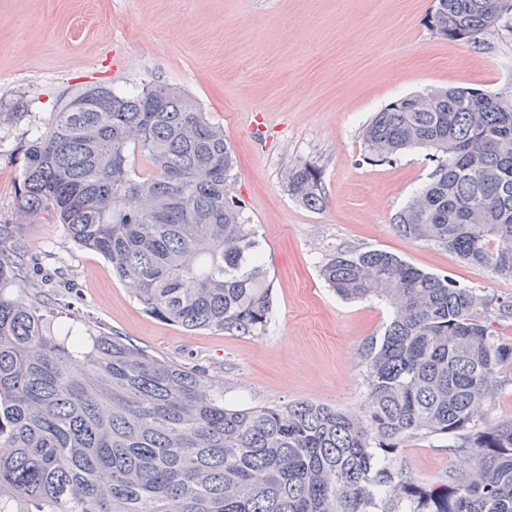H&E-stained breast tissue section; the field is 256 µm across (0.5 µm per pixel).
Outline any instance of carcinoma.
Masks as SVG:
<instances>
[{
    "mask_svg": "<svg viewBox=\"0 0 512 512\" xmlns=\"http://www.w3.org/2000/svg\"><path fill=\"white\" fill-rule=\"evenodd\" d=\"M508 20L512 0H436L430 24L476 46ZM98 89L74 92L24 148L20 220L64 225L159 320L263 334L273 287L232 192L224 127L159 80ZM26 111L21 99L0 106V125ZM361 140L373 162L432 150L431 180L396 213L398 233L512 277L511 102L465 87L411 94L375 113ZM281 185L323 206L316 166L289 167ZM8 234L1 224L0 512H512V420L487 423L512 344L456 280L383 250L337 252L322 267L328 286L393 309L364 350V414L305 401L237 408L204 374L117 336L47 331L33 304L6 294ZM418 435L448 437L463 458L448 486L382 464Z\"/></svg>",
    "mask_w": 512,
    "mask_h": 512,
    "instance_id": "cac0c4a2",
    "label": "carcinoma"
}]
</instances>
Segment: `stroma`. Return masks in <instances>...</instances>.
<instances>
[{"instance_id":"35a3bbf8","label":"stroma","mask_w":512,"mask_h":512,"mask_svg":"<svg viewBox=\"0 0 512 512\" xmlns=\"http://www.w3.org/2000/svg\"><path fill=\"white\" fill-rule=\"evenodd\" d=\"M435 0H0V99L28 111L0 127V225L17 257L12 296L37 294L52 332L68 325L119 336L165 360L203 370L228 404L305 400L361 414L367 341L392 319L388 302L345 300L323 280L341 250L380 249L472 288L496 338L512 343V279L401 236L394 214L430 180L425 148L369 162L361 140L374 112L397 98L463 86L512 100V27L484 45L441 38ZM188 91L223 126L237 164L233 187L259 232L273 285L263 335L187 331L145 314L100 254L64 225L20 223L21 147L64 97L95 84L140 87L149 77ZM265 126L263 139L253 132ZM310 162L325 205L310 210L281 187ZM442 482L463 469L444 437H413L392 460Z\"/></svg>"}]
</instances>
